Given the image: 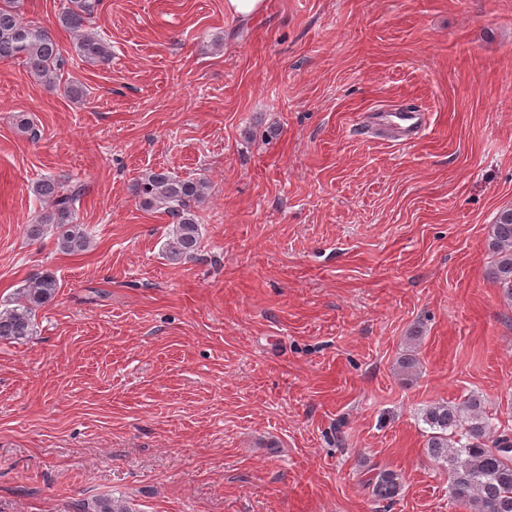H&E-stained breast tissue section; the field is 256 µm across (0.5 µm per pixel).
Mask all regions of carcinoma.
Returning a JSON list of instances; mask_svg holds the SVG:
<instances>
[{
  "label": "carcinoma",
  "mask_w": 512,
  "mask_h": 512,
  "mask_svg": "<svg viewBox=\"0 0 512 512\" xmlns=\"http://www.w3.org/2000/svg\"><path fill=\"white\" fill-rule=\"evenodd\" d=\"M99 4L100 0H67L59 21L76 35L78 56L91 66L104 67L112 61V46L87 25ZM19 58L36 79L51 89L57 86L65 59L56 39L23 19L20 0H0V60ZM208 190L201 179L180 178L164 169L151 170L133 184L132 194L142 205L173 219L168 260L190 259L199 250L196 208L205 202ZM33 194L43 207L34 223L27 225V236L37 240L53 228L61 251L87 250L90 237L77 223L75 193L49 177L34 185ZM487 247L496 256L490 274L503 296L512 301V208L498 213ZM58 288L56 276L49 271L30 276L19 289L15 305L0 311V339L23 341L33 335L36 312L54 299ZM424 422L431 429L427 454L446 469L453 500L471 512H512V431L493 428L482 400L472 395L457 406L434 403L426 410ZM366 486L379 501L392 502L402 490L399 475L387 469L374 473ZM76 512L132 510L122 500L102 497L79 501Z\"/></svg>",
  "instance_id": "cac0c4a2"
}]
</instances>
